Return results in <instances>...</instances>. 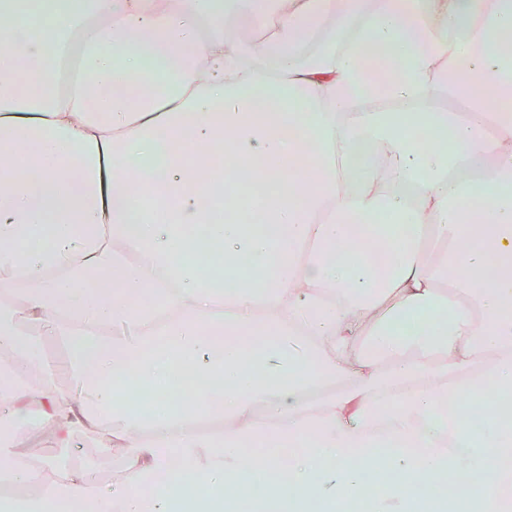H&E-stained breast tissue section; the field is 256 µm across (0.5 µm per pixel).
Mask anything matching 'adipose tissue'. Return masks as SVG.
<instances>
[{
    "mask_svg": "<svg viewBox=\"0 0 512 512\" xmlns=\"http://www.w3.org/2000/svg\"><path fill=\"white\" fill-rule=\"evenodd\" d=\"M40 2L43 22L23 33V0H0L14 34L0 48V156L12 161L0 173V314L43 334L21 345L4 329L0 348L13 351L9 369L40 371L42 418L60 447L79 434L121 449L125 464L104 494L86 472L0 448L17 486L10 512H32L34 483L58 512H165L187 494L182 471L245 490L256 468L244 439L312 431L313 448L288 468L293 495L356 491L364 463L353 451L379 435L406 449L374 512H405L425 478L452 488L461 473L479 512H500L512 500V432L497 408L472 431L466 402L512 389V0H289L275 14L268 0ZM228 14L266 31L263 51L225 40ZM139 32L165 70L128 52ZM77 33L62 95L57 64ZM371 96L404 109L359 111ZM429 130L438 144L414 146ZM363 140L376 159L348 167ZM202 145L267 191L262 223H240L252 198L239 182H200ZM33 164L36 184L22 177ZM132 185L266 277L220 295L184 262L177 292L157 295L150 270L194 240L134 221ZM219 193L226 218L207 222ZM91 269L120 272L118 292L87 288ZM144 295L172 312L165 338L129 304ZM400 311L420 329H386ZM202 321L210 333L196 331ZM46 335L63 344L62 364L46 356ZM204 357L224 380L197 409L146 417L130 406V389ZM446 443L461 449L449 469L437 455ZM148 472L165 474V494L143 496Z\"/></svg>",
    "mask_w": 512,
    "mask_h": 512,
    "instance_id": "obj_1",
    "label": "adipose tissue"
}]
</instances>
